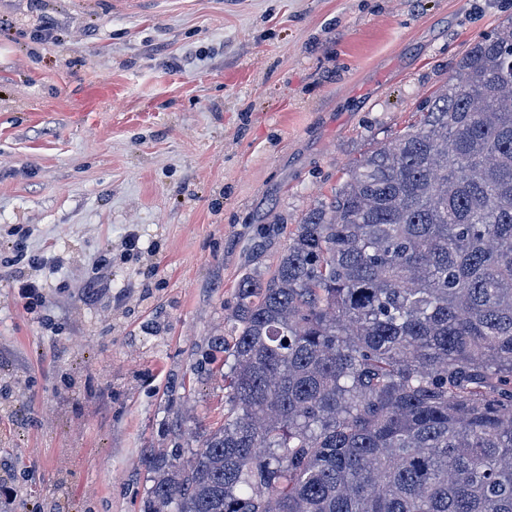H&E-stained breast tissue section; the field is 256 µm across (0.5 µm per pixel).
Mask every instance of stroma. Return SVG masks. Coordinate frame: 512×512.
<instances>
[{"mask_svg":"<svg viewBox=\"0 0 512 512\" xmlns=\"http://www.w3.org/2000/svg\"><path fill=\"white\" fill-rule=\"evenodd\" d=\"M510 18L512 0H0V512H140L144 451L224 421L239 280Z\"/></svg>","mask_w":512,"mask_h":512,"instance_id":"stroma-1","label":"stroma"}]
</instances>
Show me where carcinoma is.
Listing matches in <instances>:
<instances>
[{"mask_svg":"<svg viewBox=\"0 0 512 512\" xmlns=\"http://www.w3.org/2000/svg\"><path fill=\"white\" fill-rule=\"evenodd\" d=\"M236 288L224 423L140 512H512V19Z\"/></svg>","mask_w":512,"mask_h":512,"instance_id":"cac0c4a2","label":"carcinoma"}]
</instances>
